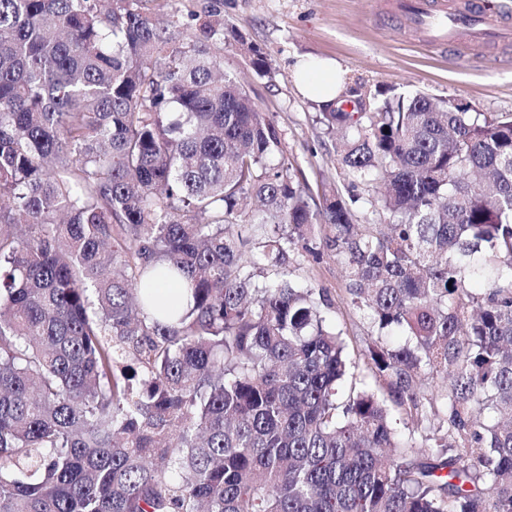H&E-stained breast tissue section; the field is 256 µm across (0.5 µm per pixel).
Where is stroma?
I'll return each mask as SVG.
<instances>
[{
    "label": "stroma",
    "mask_w": 512,
    "mask_h": 512,
    "mask_svg": "<svg viewBox=\"0 0 512 512\" xmlns=\"http://www.w3.org/2000/svg\"><path fill=\"white\" fill-rule=\"evenodd\" d=\"M399 0H143L147 13L183 31L208 12L224 19L228 40L224 71L245 85L267 120L277 128L283 155L307 186L312 209L323 207V187L340 180L336 135L320 120V108L295 81L302 57L336 59L347 86L420 92L436 102H462L482 112L512 113V44H468L442 49L418 41L405 24ZM261 49L268 73L257 76L234 35ZM292 279L325 289L337 320L353 342L363 340L366 322L343 300L345 273L331 254L313 260L292 251Z\"/></svg>",
    "instance_id": "stroma-1"
}]
</instances>
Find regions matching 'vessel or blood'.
Listing matches in <instances>:
<instances>
[{"instance_id": "1", "label": "vessel or blood", "mask_w": 512, "mask_h": 512, "mask_svg": "<svg viewBox=\"0 0 512 512\" xmlns=\"http://www.w3.org/2000/svg\"><path fill=\"white\" fill-rule=\"evenodd\" d=\"M402 7L415 33L433 43L450 44L466 36L500 37L512 25L499 13L486 10L481 0H404Z\"/></svg>"}]
</instances>
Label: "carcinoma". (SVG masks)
<instances>
[{"label": "carcinoma", "instance_id": "obj_1", "mask_svg": "<svg viewBox=\"0 0 512 512\" xmlns=\"http://www.w3.org/2000/svg\"><path fill=\"white\" fill-rule=\"evenodd\" d=\"M223 50L0 0V512H512V113L361 84L313 211ZM287 269L290 278L306 281L309 284L323 288L337 306V320L347 326L349 336L355 346L370 334L366 322L355 315L343 300L345 273L342 265L335 256L325 252L320 261L302 256L297 250L288 253Z\"/></svg>", "mask_w": 512, "mask_h": 512}]
</instances>
